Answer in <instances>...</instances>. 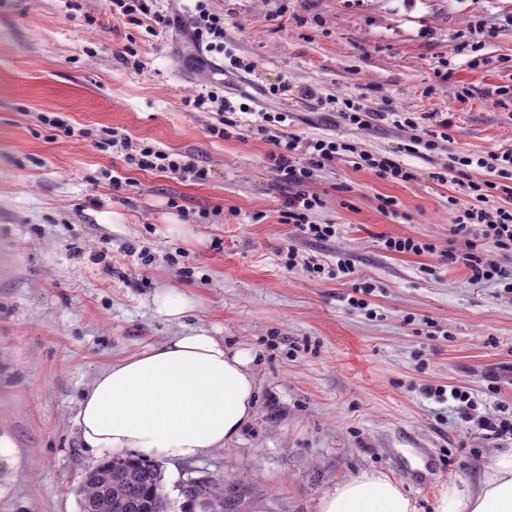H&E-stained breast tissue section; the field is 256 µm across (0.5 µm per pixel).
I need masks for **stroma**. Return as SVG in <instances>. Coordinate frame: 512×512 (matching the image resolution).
<instances>
[{"instance_id": "1", "label": "stroma", "mask_w": 512, "mask_h": 512, "mask_svg": "<svg viewBox=\"0 0 512 512\" xmlns=\"http://www.w3.org/2000/svg\"><path fill=\"white\" fill-rule=\"evenodd\" d=\"M206 5L224 16V48L201 65L178 31L115 19L108 0H0V512H79L75 489L107 456L80 439L84 391L112 363L192 328L250 354L257 404L224 448L164 460L172 498L191 477L239 483L242 512H317L338 483L376 472L433 512L443 485L478 481L512 448L476 425L512 411V294L448 262L472 239L449 222L462 195L450 158L512 149V0ZM233 57L254 70H229ZM219 84L247 127L223 139L206 134L212 112L186 105ZM350 109L389 118L350 126ZM261 111L287 114L305 139L398 155L415 178L341 157L304 185L283 181ZM48 112L83 136L53 134ZM445 112L446 138L398 154ZM116 137L210 177L138 170ZM300 191L319 197L310 219L335 225L334 238L283 223ZM389 237L429 250L396 254ZM291 249L320 276L289 269ZM166 294L191 298L194 312L160 315ZM454 389L471 397L473 422L438 401ZM423 448L432 468L420 486Z\"/></svg>"}]
</instances>
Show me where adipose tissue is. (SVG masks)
Returning <instances> with one entry per match:
<instances>
[{
  "mask_svg": "<svg viewBox=\"0 0 512 512\" xmlns=\"http://www.w3.org/2000/svg\"><path fill=\"white\" fill-rule=\"evenodd\" d=\"M249 355L197 329L112 363L86 389L77 424L86 447L194 459L224 447L251 420ZM318 512H415L401 485L364 473L326 492ZM434 512H512V449L495 454L478 483L444 486Z\"/></svg>",
  "mask_w": 512,
  "mask_h": 512,
  "instance_id": "adipose-tissue-1",
  "label": "adipose tissue"
}]
</instances>
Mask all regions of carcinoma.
<instances>
[{"label": "carcinoma", "mask_w": 512, "mask_h": 512, "mask_svg": "<svg viewBox=\"0 0 512 512\" xmlns=\"http://www.w3.org/2000/svg\"><path fill=\"white\" fill-rule=\"evenodd\" d=\"M165 469L158 463L125 457L107 458L86 472L77 488L80 512H175L166 492ZM200 494L224 504V512H240V489L229 491L201 482Z\"/></svg>", "instance_id": "obj_1"}]
</instances>
